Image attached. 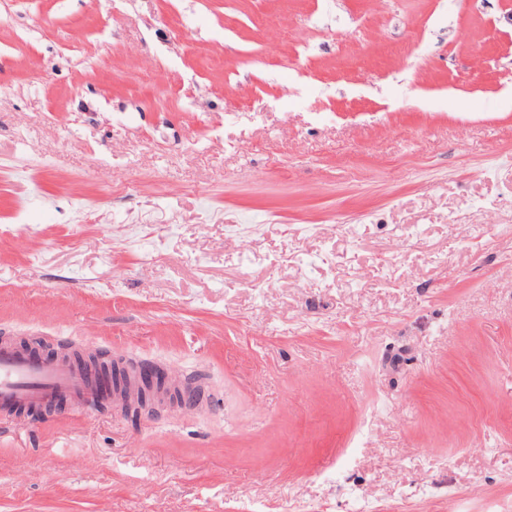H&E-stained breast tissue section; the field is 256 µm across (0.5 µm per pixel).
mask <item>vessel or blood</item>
<instances>
[{"mask_svg":"<svg viewBox=\"0 0 512 512\" xmlns=\"http://www.w3.org/2000/svg\"><path fill=\"white\" fill-rule=\"evenodd\" d=\"M99 396L97 381L66 359H37L17 346L0 342V414L17 409L47 407L66 399L75 412H84Z\"/></svg>","mask_w":512,"mask_h":512,"instance_id":"1","label":"vessel or blood"}]
</instances>
